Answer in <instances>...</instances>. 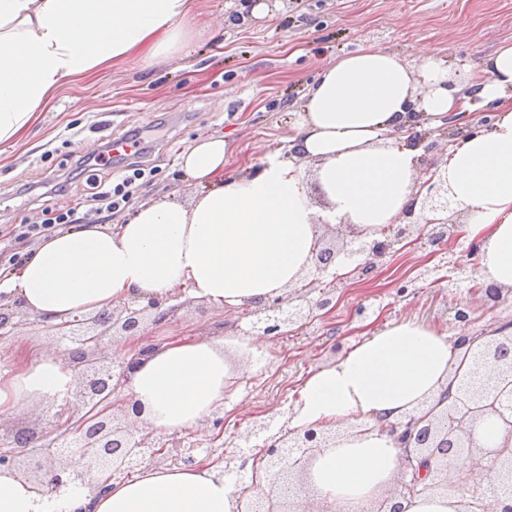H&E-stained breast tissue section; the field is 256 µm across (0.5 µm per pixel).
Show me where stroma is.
<instances>
[{
    "label": "stroma",
    "instance_id": "obj_1",
    "mask_svg": "<svg viewBox=\"0 0 512 512\" xmlns=\"http://www.w3.org/2000/svg\"><path fill=\"white\" fill-rule=\"evenodd\" d=\"M254 2L192 0L197 35L189 53L154 63L144 45L65 79L31 125L16 140L0 144V225L38 224L45 210L89 202L95 179H107L109 169L95 178L82 175L65 196L27 202L18 193L66 177L78 156L131 128L161 121L168 129L150 156L153 175L136 189L134 202L167 194L186 204L197 189L181 172L179 159L196 138L224 135L231 148L224 165L228 175L286 150L309 84L324 67L353 52L384 49L411 66L430 57L462 86L471 63L512 45V0H270L261 17L252 13ZM469 260L463 240L437 247L427 238H411L394 245L370 275L348 273L326 317L242 348L243 368L224 400L223 447L179 433L167 438L172 455L190 447L206 460L262 447L261 437L251 432L256 416L293 404L309 374L385 326L415 320L452 335L464 328L479 336L497 323L512 322V292L489 300L479 288L481 273L453 290L444 283L453 263ZM425 268L435 269V278L419 279ZM409 280L414 288L399 294ZM180 302L169 320L146 325L143 337H114L113 361L130 357L143 341L159 345L182 336L251 334L250 307L227 310L186 295ZM362 306L373 310L364 320L357 315ZM460 308L469 314L464 326L455 318Z\"/></svg>",
    "mask_w": 512,
    "mask_h": 512
}]
</instances>
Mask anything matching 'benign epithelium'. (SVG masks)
Returning a JSON list of instances; mask_svg holds the SVG:
<instances>
[{"mask_svg": "<svg viewBox=\"0 0 512 512\" xmlns=\"http://www.w3.org/2000/svg\"><path fill=\"white\" fill-rule=\"evenodd\" d=\"M459 118L448 115V136L455 137L464 132L487 128L492 122V114L485 113L473 125L457 126ZM422 148L421 165L424 175L416 192L411 208L397 224H389L383 229V237L370 239L356 234L348 243L338 248L334 244L318 249L315 258L303 277L302 288L293 294L268 299L256 310L252 323L254 335L276 337L288 326L312 321L334 307L333 297L323 292L315 301L309 298L312 288L321 283L325 276L332 282L343 283L344 277L333 272V265L322 262L324 257L337 258L341 255L357 257L360 266L374 269L378 266L394 244L418 233L427 234L430 243L441 246L451 238L460 237L457 225L449 222L450 201L448 183L432 157L437 151V141H427V137L417 138ZM473 271L468 265L455 263L448 274V287L455 288L461 282L472 278ZM175 306H163V302L150 301L135 308L121 305L110 311H103L92 317L75 316L56 325H43L46 335L55 341L62 355L70 357L78 350L83 354L84 369L81 371L78 397L86 412L77 420L67 410L55 415L56 423L64 428L55 449L45 455V461L31 463L16 450L0 453V470L17 472L42 493L55 492L61 488L79 484L91 489L99 487V478L110 474L118 479L128 476L135 469L146 464L157 465L170 458L164 445L152 431L130 421V403L112 396L98 394L92 387V380L105 373L112 375V354L109 342L112 337L136 336L144 329L146 322L160 324L169 319ZM30 318L22 306L0 307V335L8 336ZM455 345L464 349L465 354L494 372L493 378L512 379V363L492 362L486 354V347L472 351V341L465 329L455 336ZM469 388L458 387L448 393V406L429 424L430 434L440 440H450L454 444V458L465 459L469 467H475L489 458L496 470L498 481L512 480V448H487L474 446L472 426L478 419L491 416L512 432V392L499 394L486 392L479 405L473 407L466 398ZM427 415H412L404 423L400 435L405 448V470L398 480L395 494L415 495L422 490L437 489L457 492L458 487L448 483V460L430 457L432 467L421 471V477H410L413 461L419 458L424 449L417 444L420 426ZM208 440L216 443L224 437V415L222 409L214 411L205 421ZM333 437L330 431L306 430L302 433L280 431L269 437L264 448L263 461L270 478L267 487L251 495L246 503V512H292L288 502L279 493L282 483L304 474L313 451ZM480 512H512V499L493 496L480 498Z\"/></svg>", "mask_w": 512, "mask_h": 512, "instance_id": "benign-epithelium-1", "label": "benign epithelium"}]
</instances>
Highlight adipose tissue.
Instances as JSON below:
<instances>
[{"mask_svg": "<svg viewBox=\"0 0 512 512\" xmlns=\"http://www.w3.org/2000/svg\"><path fill=\"white\" fill-rule=\"evenodd\" d=\"M189 0H0V143L31 122L64 78L152 42L153 58L191 38ZM469 89L426 58L407 67L377 49L324 68L299 109L287 158L266 157L244 174H224L223 135L198 139L181 168L200 188L190 204L162 195L117 223L83 224L43 239L0 279V297L51 323L119 304L170 296L235 309L298 287L316 249L315 227L350 224L367 236L397 223L422 180L418 149L392 140L412 111L436 118L494 110L491 130L467 134L439 167L461 212V232L480 245L484 280L512 288V46L482 58ZM312 166L324 206L306 192ZM241 343L234 336L172 340L131 376L129 400L158 434L196 429L223 405ZM460 351L448 333L413 321L375 331L335 363L310 374L289 419L295 430L336 427L305 481L319 512H370L401 470V448L378 423H399L438 400ZM78 368L52 352L0 367V416L69 399ZM240 494L219 468L146 467L92 495L71 486L35 492L0 473V512H237Z\"/></svg>", "mask_w": 512, "mask_h": 512, "instance_id": "obj_1", "label": "adipose tissue"}]
</instances>
